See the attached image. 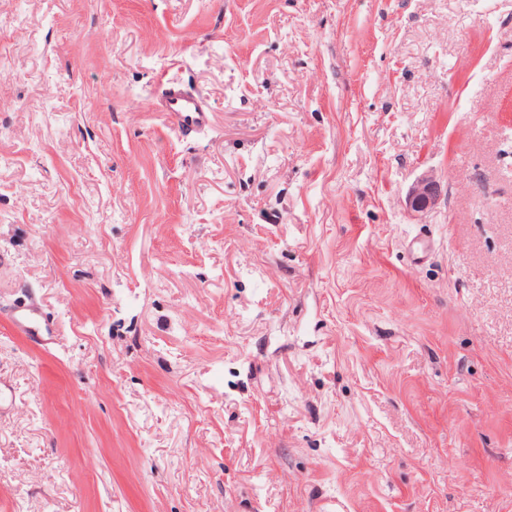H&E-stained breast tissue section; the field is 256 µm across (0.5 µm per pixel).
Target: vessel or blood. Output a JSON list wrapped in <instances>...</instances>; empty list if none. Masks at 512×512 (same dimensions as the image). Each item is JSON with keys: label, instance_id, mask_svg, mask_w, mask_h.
<instances>
[{"label": "vessel or blood", "instance_id": "vessel-or-blood-1", "mask_svg": "<svg viewBox=\"0 0 512 512\" xmlns=\"http://www.w3.org/2000/svg\"><path fill=\"white\" fill-rule=\"evenodd\" d=\"M149 107L162 113L168 124L185 137L204 133L211 126L212 109L207 98L174 78L166 79Z\"/></svg>", "mask_w": 512, "mask_h": 512}]
</instances>
